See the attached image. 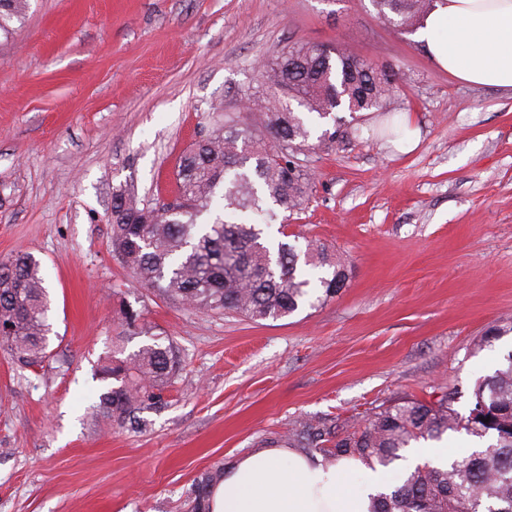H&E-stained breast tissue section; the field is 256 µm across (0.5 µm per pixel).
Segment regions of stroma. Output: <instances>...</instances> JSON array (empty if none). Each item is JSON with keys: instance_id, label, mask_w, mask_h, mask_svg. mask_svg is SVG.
Returning <instances> with one entry per match:
<instances>
[{"instance_id": "obj_1", "label": "stroma", "mask_w": 512, "mask_h": 512, "mask_svg": "<svg viewBox=\"0 0 512 512\" xmlns=\"http://www.w3.org/2000/svg\"><path fill=\"white\" fill-rule=\"evenodd\" d=\"M297 41L403 76L389 114L301 156L313 191L288 233L332 250L345 288L261 324L139 288L110 251L113 191L166 201L213 106L238 110L255 64ZM391 116L413 152L384 134ZM18 251L42 263L53 336L35 368L0 351V512H185L202 471L298 418L451 386L467 414L512 351V334L472 348L512 318V91L437 69L371 0H31L0 45V258ZM128 306L182 371L144 430L102 431L94 369Z\"/></svg>"}]
</instances>
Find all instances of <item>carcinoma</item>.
<instances>
[{
    "label": "carcinoma",
    "mask_w": 512,
    "mask_h": 512,
    "mask_svg": "<svg viewBox=\"0 0 512 512\" xmlns=\"http://www.w3.org/2000/svg\"><path fill=\"white\" fill-rule=\"evenodd\" d=\"M381 22L413 34L436 0H371ZM31 0H0V41L24 23ZM259 94L243 96L246 115L213 108L218 119L179 160L175 204L160 208L120 188L112 193L111 252L141 288L177 307L206 315L233 313L255 322L278 321L310 302L324 303L345 286L347 270L315 240L305 248L285 241L288 220L305 209L311 175L296 159L305 150L331 146L336 133L323 120L334 109L357 116L381 111L398 92L393 68L374 65L336 46L295 42L257 66ZM224 213H216V198ZM279 224L281 239L266 228ZM50 299L41 263L29 253L0 259V350L22 367L49 357ZM512 333V322L485 332L476 348ZM146 335L133 352L125 342ZM180 361L171 344L149 335L142 311L127 307L112 350L96 369L104 383L95 418L140 431L144 414L167 406ZM458 391L404 397L362 414L354 427L301 418L288 428V447L328 465L359 457L387 467L413 442L439 441L465 430L480 446L444 467L418 465L400 485L373 498L370 512H512V350L473 389L468 415L455 409ZM489 422H484V419ZM224 478L215 463L193 483L186 512H210L211 489Z\"/></svg>",
    "instance_id": "cac0c4a2"
}]
</instances>
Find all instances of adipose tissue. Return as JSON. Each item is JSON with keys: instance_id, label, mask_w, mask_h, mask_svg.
<instances>
[{"instance_id": "1", "label": "adipose tissue", "mask_w": 512, "mask_h": 512, "mask_svg": "<svg viewBox=\"0 0 512 512\" xmlns=\"http://www.w3.org/2000/svg\"><path fill=\"white\" fill-rule=\"evenodd\" d=\"M427 55L466 83L512 90V0H437L416 31ZM360 459L324 467L321 458L292 448H262L224 470L214 487L211 512H369L370 496L383 487L381 469L353 495L338 470L363 467Z\"/></svg>"}]
</instances>
